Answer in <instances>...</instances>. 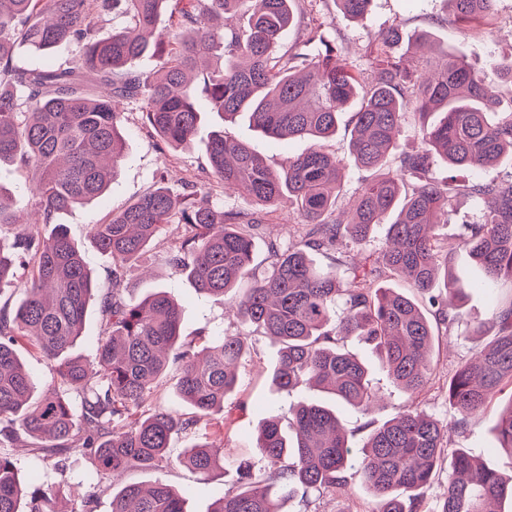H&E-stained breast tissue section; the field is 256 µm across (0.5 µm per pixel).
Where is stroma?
<instances>
[{
    "instance_id": "1",
    "label": "stroma",
    "mask_w": 512,
    "mask_h": 512,
    "mask_svg": "<svg viewBox=\"0 0 512 512\" xmlns=\"http://www.w3.org/2000/svg\"><path fill=\"white\" fill-rule=\"evenodd\" d=\"M313 9L316 17L323 21L327 36L335 39L342 55L360 64L365 81H372L375 77L365 56L367 46L379 33L398 26L403 30L404 40L397 45L396 50L405 54L411 66H420L439 48L460 53L473 66L485 68L487 82L496 86L501 95L502 109L512 108V86L501 83L497 74L485 67L487 60L492 57L504 61L512 59V0H495L487 25L472 30L461 29L455 23L446 0H373L369 14L363 19L343 16L337 11L333 0H316ZM420 31L432 36V44L422 48L408 46V38ZM125 116L126 150L111 186L102 197L75 206L60 217L61 223L67 225L71 238L81 249L86 265L96 279L97 288L102 292L112 286L109 278L112 261L94 246L90 229L93 224L106 220L112 211L143 195L158 179H166L169 186L176 189L189 183L210 187L215 200L228 208L247 209L251 206L248 199L234 193H224L210 175L204 146L208 127H201L198 143L176 152L144 123L140 112L130 108L126 110ZM228 129L238 139L251 145L276 169L309 146L305 139L274 140L261 137L248 118L243 116L229 123ZM351 138L350 118L345 115L338 122L335 136L325 143L326 149L343 161V193L347 196L355 191L365 177L364 171L354 164L350 150ZM473 213L472 202L464 197L458 198L449 224L441 228L451 253L450 265L458 277L468 282L469 289L453 335L440 336L435 345V370L416 403L429 414L449 422L448 442L452 447L470 449L489 467L510 477L512 454L500 447L496 424L498 408L512 397L505 393L495 397L490 410L469 419L462 429L452 426L453 413L448 406V374L459 363L469 360L476 347L475 339L469 336L470 331L489 316L498 299L512 294V285L503 282L490 288L481 287L483 272L474 267L466 251L458 247L464 223L471 219ZM299 230L296 213L288 206H279L268 217L256 238V265H263L265 245L269 239L288 240L295 237ZM182 234V225L169 224L164 227L141 258L140 265H148L151 278L141 279L140 265L131 266L126 276L124 295L138 301L156 289L167 291L180 306V329L186 339L211 341L223 335L247 336L249 351L239 365L237 386L225 402L226 427L222 439L228 451L251 446L256 441L259 424L265 419L276 417L280 421H287L289 407L317 400L319 394L306 387L288 392L272 388L267 373L277 356V344L254 332L252 326L230 310L223 297L199 294L190 279L175 273L170 267L167 261L168 249ZM344 347L367 363L373 387L382 399L380 411L371 417L350 406L340 404L336 407L350 440L359 446L369 432L368 421L380 423L394 417L406 405L407 398L392 386L374 354L349 339L345 340ZM212 432L211 426L202 425L191 434L174 435L168 450L167 464L155 471L130 468L115 479V487L134 483L147 487L162 481L183 495L189 512H210L214 502L224 492L236 488L237 474L234 467L201 474L184 467L180 460L191 444L212 440ZM17 456L23 477L36 474L41 483L55 485L59 512H82L83 499L89 490L93 472L88 459L80 455L72 456L65 471L59 472L54 469L52 461L26 449H18ZM371 503V495L356 479L343 494L315 499L306 505L293 503L289 510L368 512Z\"/></svg>"
}]
</instances>
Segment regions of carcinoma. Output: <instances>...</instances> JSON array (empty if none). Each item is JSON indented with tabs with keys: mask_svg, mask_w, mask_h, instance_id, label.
<instances>
[{
	"mask_svg": "<svg viewBox=\"0 0 512 512\" xmlns=\"http://www.w3.org/2000/svg\"><path fill=\"white\" fill-rule=\"evenodd\" d=\"M361 19L372 0H334ZM454 21L482 25L495 0H446ZM292 0H0V166L31 173L35 220L17 226L16 200L0 195V294L17 286L25 297L15 310L0 305V512H57L49 489L19 477L14 445L25 435L41 442L35 452L59 466L80 453L93 465L94 488L112 489V477L130 466L156 470L166 461L173 435L186 433L224 411L236 387L235 369L246 354L244 336H222L198 357L180 333L181 313L163 291L139 302L123 294L127 266L141 257L163 226L184 234L168 251L175 272L198 293L226 297L237 313L279 345L269 375L288 391L309 385L363 413L377 403L369 370L341 342L371 347L390 382L410 397L431 380L439 332L448 335L469 285L448 267L439 225L467 197L476 217L460 241L485 275L480 288L512 281V181L458 182L434 175L436 159L450 169H481L512 154V108L483 72L459 54L443 52L410 69L389 51L401 39L392 27L377 38L369 62L377 77L341 55L314 18L297 20ZM118 9L125 25L98 35V18ZM299 24L297 42L274 55L281 35ZM73 42L75 56L51 68L23 66L18 49L36 55ZM143 56L149 70L133 68ZM90 81L110 95L88 96ZM203 97L210 111L233 120L247 115L266 137L309 138L312 145L278 171L228 132H212L206 147L211 173L223 189L248 197L255 208L226 209L209 189L175 191L163 182L91 228L99 250L112 259V289L98 299L104 333L95 362L69 353L83 335L93 300L92 273L59 216L94 200L109 187L125 148L124 111L136 106L144 122L175 149L193 143ZM355 163L367 171L352 203L340 200L341 163L324 149L336 134L339 114L351 105ZM442 119L431 124L429 114ZM421 145L399 149L408 120ZM287 204L300 216L293 242L267 243L268 268L247 288L239 284L254 264L253 231L271 209ZM386 237L370 266H353L342 288L336 265H317L315 253L333 256L341 245L362 249L376 228ZM405 281L411 291L386 285ZM447 282L448 296L435 292ZM492 338L476 345L472 360L448 378L453 425L485 411L512 389V299L471 332ZM27 341L54 367L55 383L31 400L32 382L18 354ZM180 366L175 383L192 415L149 407L169 362ZM293 439L275 419L260 426L253 448L229 459L209 444L189 447L186 467L203 474L230 462L239 489L211 512H284L296 496L345 492L359 476L373 497L369 512H417L443 461L448 487L439 512H503L512 503L506 478L465 448L448 445V424L414 404L375 426L360 446L349 442L334 412L322 403L288 409ZM500 446L512 450V401L497 421ZM112 512H186L182 495L163 482L127 485L112 493Z\"/></svg>",
	"mask_w": 512,
	"mask_h": 512,
	"instance_id": "cac0c4a2",
	"label": "carcinoma"
}]
</instances>
